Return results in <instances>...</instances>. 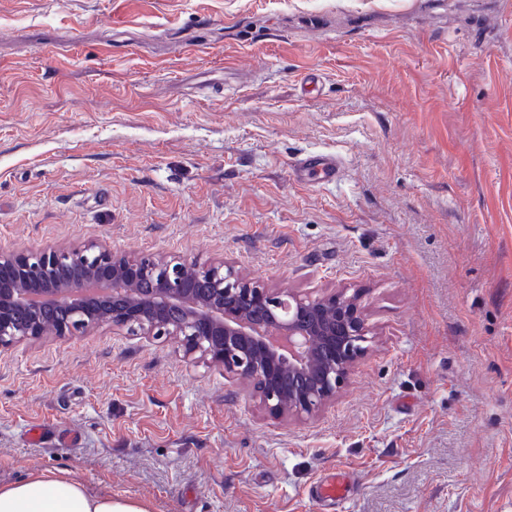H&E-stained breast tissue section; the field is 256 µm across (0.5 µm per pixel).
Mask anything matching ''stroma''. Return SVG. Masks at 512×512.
<instances>
[{"mask_svg":"<svg viewBox=\"0 0 512 512\" xmlns=\"http://www.w3.org/2000/svg\"><path fill=\"white\" fill-rule=\"evenodd\" d=\"M318 152L336 181H296ZM92 242L360 289L376 340L310 420L172 339L21 341L1 483L63 470L149 512H512V0H0V253ZM338 471L330 508L309 490ZM306 170L317 171L321 175V178L326 181H331L338 175L339 167L336 162V158H332L324 154H317L303 159L296 166L295 173L298 175L300 172Z\"/></svg>","mask_w":512,"mask_h":512,"instance_id":"1","label":"stroma"}]
</instances>
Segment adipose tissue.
<instances>
[{"label": "adipose tissue", "mask_w": 512, "mask_h": 512, "mask_svg": "<svg viewBox=\"0 0 512 512\" xmlns=\"http://www.w3.org/2000/svg\"><path fill=\"white\" fill-rule=\"evenodd\" d=\"M0 512H148L129 499L94 494L64 472H37L0 484Z\"/></svg>", "instance_id": "adipose-tissue-1"}]
</instances>
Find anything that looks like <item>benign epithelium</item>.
<instances>
[{
  "label": "benign epithelium",
  "mask_w": 512,
  "mask_h": 512,
  "mask_svg": "<svg viewBox=\"0 0 512 512\" xmlns=\"http://www.w3.org/2000/svg\"><path fill=\"white\" fill-rule=\"evenodd\" d=\"M103 325L175 339L298 420L336 399L372 341L355 292L278 290L224 262L131 260L98 244L0 253L1 353Z\"/></svg>",
  "instance_id": "1"
}]
</instances>
